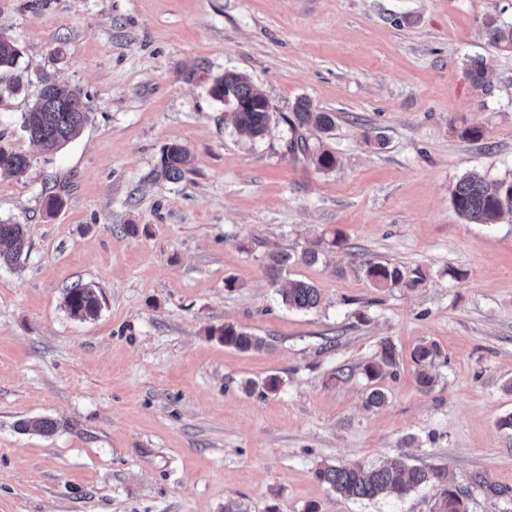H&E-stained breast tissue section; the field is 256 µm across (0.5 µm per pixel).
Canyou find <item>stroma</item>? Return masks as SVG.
I'll use <instances>...</instances> for the list:
<instances>
[{
	"label": "stroma",
	"mask_w": 512,
	"mask_h": 512,
	"mask_svg": "<svg viewBox=\"0 0 512 512\" xmlns=\"http://www.w3.org/2000/svg\"><path fill=\"white\" fill-rule=\"evenodd\" d=\"M489 17L511 22L512 0H0L21 51L0 72V145L31 159L0 176V221L30 245L0 267V512H431L433 488L355 502L315 477L398 455L445 469L469 512H512V219L451 202L468 172L512 179V51ZM227 70L267 99L263 138L211 97ZM44 73L91 107L52 154L22 127ZM302 98L335 115L332 170L287 150ZM172 141L191 155L177 183L156 175ZM335 232L343 248L271 281L270 253ZM367 260L423 281L372 287ZM293 279L318 308L282 304ZM76 283L101 295L96 318L66 310ZM227 324L264 347L225 346ZM385 340L397 364L370 409L362 367ZM36 418L55 431L19 430ZM484 26L491 45L512 50V23L491 18L484 23ZM437 356V347L433 343L422 342L415 346L412 352L413 362L420 367L418 377L419 383L423 387H430L433 383V377L430 375L426 367Z\"/></svg>",
	"instance_id": "1"
}]
</instances>
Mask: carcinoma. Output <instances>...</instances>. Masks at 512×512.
<instances>
[{
	"instance_id": "1",
	"label": "carcinoma",
	"mask_w": 512,
	"mask_h": 512,
	"mask_svg": "<svg viewBox=\"0 0 512 512\" xmlns=\"http://www.w3.org/2000/svg\"><path fill=\"white\" fill-rule=\"evenodd\" d=\"M485 33L491 45L512 50V23L499 19H489L484 23ZM20 52L17 43L10 37H0V70L16 65ZM468 72L472 82L484 84L486 65L482 58L475 57L468 62ZM52 78L44 74L39 78L40 89L32 105L23 116V128L29 138L52 154L75 139L89 121L88 98L79 88L55 89L50 86ZM218 101L229 97L231 104L227 121L240 132L254 138L264 135L270 112L268 102L249 80L236 72L227 71L217 77L210 89ZM335 126L334 115L316 111L310 101L299 100L295 105L294 120L290 121L291 137L288 150L309 159L322 171L336 165L335 155L323 143L312 144V134L325 135ZM189 151L178 142L165 145L159 159L162 178L170 183L181 181L189 165ZM30 166L27 155L0 146V173L13 176L23 175ZM452 204L457 213L470 223L496 224L505 217H512V179L500 180L494 184L487 182L478 173L462 176L451 191ZM345 239L340 234L319 238L313 247L294 257L288 253L269 255V271L273 274L287 266L289 262L313 264L319 254L332 248H340ZM29 248L27 228L24 224L0 222V265L16 263L24 250ZM366 279L376 288H414L423 278L407 277L397 266L384 263H367L364 270ZM282 302L296 311H309L318 307L320 294L311 283L294 280L280 292ZM65 306L69 314L78 319L94 318L101 309V300L95 288L75 286L68 290ZM212 335L226 346L240 351L259 350L264 339L226 324L215 329ZM396 348L393 343H381L376 360L363 365L367 379L381 378L384 368L396 365ZM437 356V347L422 342L412 352L413 362L420 367L419 383L428 388L433 377L426 367ZM316 478L329 486L341 497L349 500H374L384 494L398 497L421 488L440 489L439 512H467V506L452 486L448 485L446 473L438 467L410 465L402 456L388 458L380 464L362 465L324 463L315 471Z\"/></svg>"
}]
</instances>
